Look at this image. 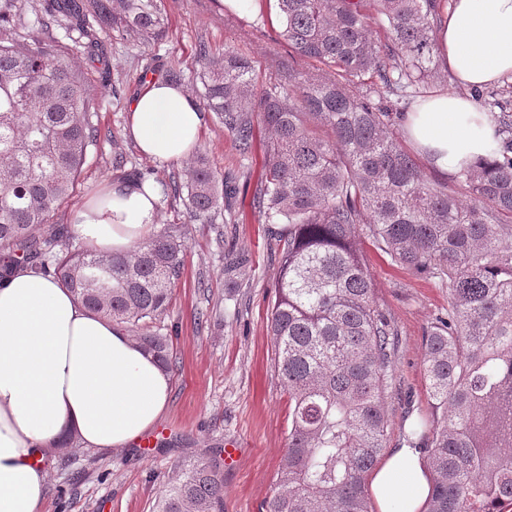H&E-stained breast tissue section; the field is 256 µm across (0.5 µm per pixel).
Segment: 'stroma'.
<instances>
[{"label": "stroma", "instance_id": "stroma-1", "mask_svg": "<svg viewBox=\"0 0 512 512\" xmlns=\"http://www.w3.org/2000/svg\"><path fill=\"white\" fill-rule=\"evenodd\" d=\"M259 10L228 12L222 0H163L166 37L142 44L106 40L110 69L90 61L83 49L61 40L60 50L75 62L99 104L92 121L100 130L73 197L56 211L53 221L70 223L75 210L112 180V158L122 149L129 167L167 179L181 172L178 163L164 164L141 154L129 135L128 106L143 84V60L158 68L173 65L184 74L183 85L199 101L202 85L196 59L199 40L213 52L237 48L256 63L260 75L276 74L286 54L264 25L272 0ZM231 182L234 220L225 223L216 211L210 223H188L181 202L161 198L158 221L186 224L188 250L183 275L174 288L164 320L171 332L176 364L169 372L171 395L159 423L151 431V447L135 443L107 451L85 447L55 449L45 462L47 492L40 512H152L156 497L175 464L210 455L213 447L236 442V463L224 470V512H261L280 465L288 428V388L274 371V346L267 317L274 300L278 255L276 227L264 223L254 207L261 187L262 142L240 157L212 114L195 148ZM371 273L377 300L394 322L400 339L395 361L398 394L390 405L387 444L401 439L409 419L433 413L426 394L423 338L432 319L448 306V290L437 280L393 265L369 239L359 243ZM245 253L233 274L224 272V252ZM207 323H199L200 314Z\"/></svg>", "mask_w": 512, "mask_h": 512}]
</instances>
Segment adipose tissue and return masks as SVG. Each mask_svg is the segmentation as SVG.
<instances>
[{
    "label": "adipose tissue",
    "mask_w": 512,
    "mask_h": 512,
    "mask_svg": "<svg viewBox=\"0 0 512 512\" xmlns=\"http://www.w3.org/2000/svg\"><path fill=\"white\" fill-rule=\"evenodd\" d=\"M444 66L464 86L512 76V0H453L436 31ZM129 132L147 157L184 160L204 117L183 89L147 81L131 102ZM413 145L436 170L458 173L492 147L496 123L469 98L441 91L404 119ZM83 203L72 224L82 240L119 252L157 222L156 183H109ZM170 379L112 320L84 308L51 278L22 272L0 281V512H38L45 454L66 432L92 449L125 448L166 409ZM377 512H423L431 477L421 449L400 442L372 472Z\"/></svg>",
    "instance_id": "1"
}]
</instances>
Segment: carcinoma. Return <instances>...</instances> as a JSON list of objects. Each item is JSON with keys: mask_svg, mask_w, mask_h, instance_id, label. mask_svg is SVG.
I'll return each instance as SVG.
<instances>
[{"mask_svg": "<svg viewBox=\"0 0 512 512\" xmlns=\"http://www.w3.org/2000/svg\"><path fill=\"white\" fill-rule=\"evenodd\" d=\"M442 9L441 0H278L273 32L289 62L265 80L246 53L197 46L204 106L239 155L251 154L257 129L267 133L255 207L282 225L269 329L288 386V434L263 512H369L398 333L375 298L362 235L448 288V311L425 344L435 416L408 432L432 470L426 512L512 503V104L501 89L471 92L499 112L495 148L455 178L466 201L395 131L405 99L436 74ZM55 27L94 56L106 37L151 43L167 31L161 0H0V280L22 269L58 280L167 371L161 323L183 274L185 226L163 224L115 255L70 246L64 224L37 232L73 194L99 138L91 89ZM164 186L208 222L232 193L201 155ZM153 512H224L220 460L179 464Z\"/></svg>", "mask_w": 512, "mask_h": 512, "instance_id": "carcinoma-1", "label": "carcinoma"}]
</instances>
